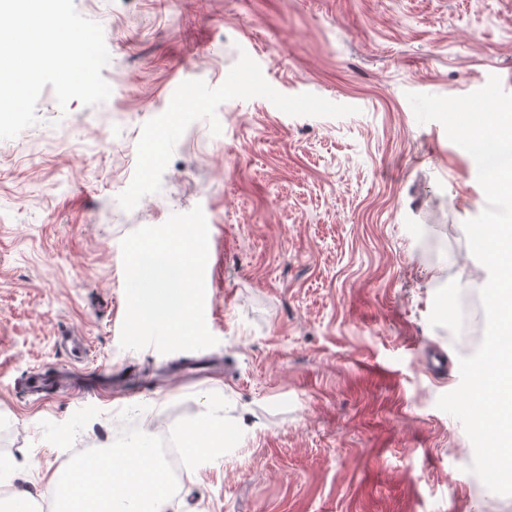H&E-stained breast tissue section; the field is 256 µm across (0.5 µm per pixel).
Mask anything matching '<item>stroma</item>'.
I'll list each match as a JSON object with an SVG mask.
<instances>
[{"mask_svg": "<svg viewBox=\"0 0 512 512\" xmlns=\"http://www.w3.org/2000/svg\"><path fill=\"white\" fill-rule=\"evenodd\" d=\"M101 24L110 98L0 140V501L71 452L41 421L142 406L155 433L215 392L242 429L169 512H512L465 467L463 425L436 406L461 381L453 312L483 287L464 221L486 207L472 156L407 93H512V0H74ZM206 92L178 107L182 86ZM179 118H172V109ZM165 132L161 166L144 149ZM202 207L215 346L122 349V239ZM134 373L34 400L31 369ZM74 449V450H75Z\"/></svg>", "mask_w": 512, "mask_h": 512, "instance_id": "stroma-1", "label": "stroma"}]
</instances>
